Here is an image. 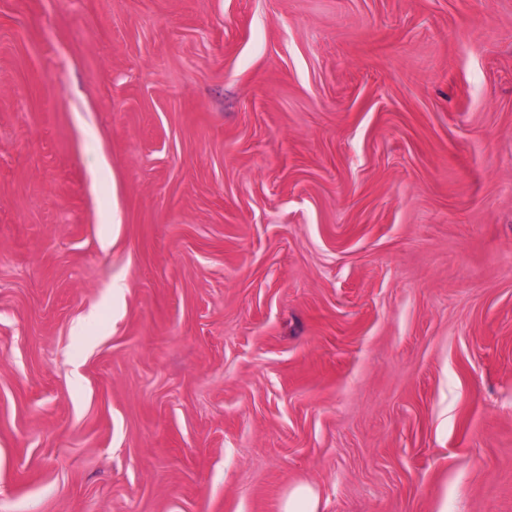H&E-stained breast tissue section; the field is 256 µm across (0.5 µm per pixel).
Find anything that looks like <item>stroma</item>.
I'll return each mask as SVG.
<instances>
[{"mask_svg": "<svg viewBox=\"0 0 512 512\" xmlns=\"http://www.w3.org/2000/svg\"><path fill=\"white\" fill-rule=\"evenodd\" d=\"M512 512V0H0V512ZM281 512H318V498L312 487L297 485L293 487L280 507Z\"/></svg>", "mask_w": 512, "mask_h": 512, "instance_id": "stroma-1", "label": "stroma"}]
</instances>
